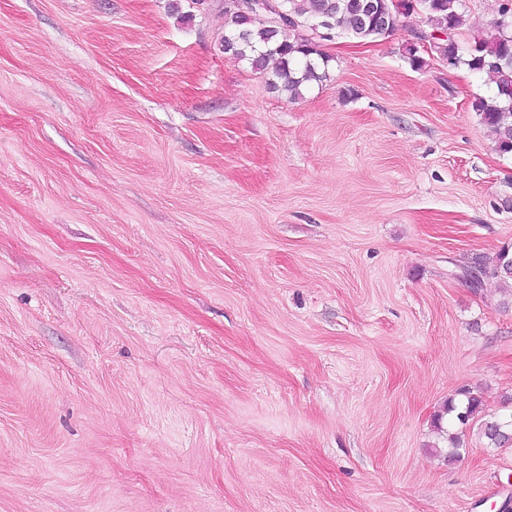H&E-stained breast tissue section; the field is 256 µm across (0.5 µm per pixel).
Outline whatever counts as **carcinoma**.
Returning a JSON list of instances; mask_svg holds the SVG:
<instances>
[{"label": "carcinoma", "mask_w": 512, "mask_h": 512, "mask_svg": "<svg viewBox=\"0 0 512 512\" xmlns=\"http://www.w3.org/2000/svg\"><path fill=\"white\" fill-rule=\"evenodd\" d=\"M386 15V22L377 26L369 22L360 10V0H277L286 21L274 24L262 11L239 12L224 6L225 49L239 61L265 76L268 84L291 100L302 95L310 82H320L328 75L331 57L320 48L322 37L313 28L323 16L331 17L333 31L359 40H376L390 36L399 26L400 17L416 12L432 31L440 33L430 43L431 55L445 59L450 66L465 65L475 73L492 76L496 91L488 97H477L472 108L495 135L499 154L512 155V98L504 89L512 87V0H504L499 18L493 22L496 33L479 38L464 48L452 37L443 34L455 30L462 18L463 0H409L398 9L393 0H375ZM512 252L503 249L486 261H480L481 275L470 281L477 289L486 279L501 282L512 280L507 269ZM444 413L455 415L456 430L447 433L448 460L461 456L465 437L471 429L492 448L512 446V412L487 414L480 393L469 388L457 392L444 404Z\"/></svg>", "instance_id": "obj_1"}]
</instances>
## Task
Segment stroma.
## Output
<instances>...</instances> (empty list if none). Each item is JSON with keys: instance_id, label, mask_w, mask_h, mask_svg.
<instances>
[{"instance_id": "stroma-1", "label": "stroma", "mask_w": 512, "mask_h": 512, "mask_svg": "<svg viewBox=\"0 0 512 512\" xmlns=\"http://www.w3.org/2000/svg\"><path fill=\"white\" fill-rule=\"evenodd\" d=\"M421 27L291 100L222 0H0V512H499L433 421L512 395V157ZM511 259V252L503 249L497 253L495 258L489 259V261L479 260L482 269L481 275L476 280L469 279L471 288L478 290L484 279H497L505 283L510 279L512 280V272L507 269Z\"/></svg>"}]
</instances>
